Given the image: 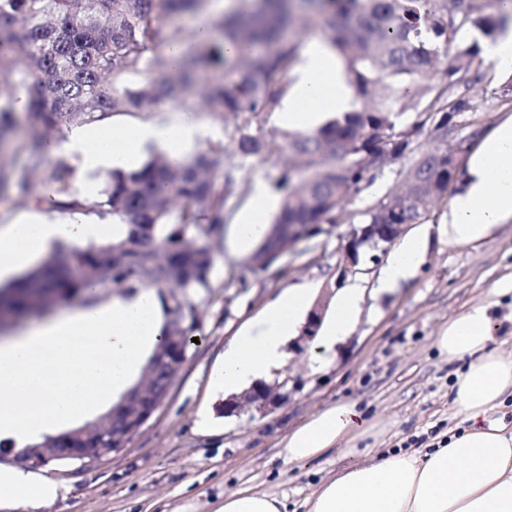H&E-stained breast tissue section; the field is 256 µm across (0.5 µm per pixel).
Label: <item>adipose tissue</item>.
I'll use <instances>...</instances> for the list:
<instances>
[{
	"instance_id": "obj_1",
	"label": "adipose tissue",
	"mask_w": 512,
	"mask_h": 512,
	"mask_svg": "<svg viewBox=\"0 0 512 512\" xmlns=\"http://www.w3.org/2000/svg\"><path fill=\"white\" fill-rule=\"evenodd\" d=\"M352 88L340 58L322 39L305 45L278 124L317 128L329 113L346 111ZM206 134L191 118L170 124L127 122L71 128L64 143L47 142L48 157L65 153L86 189L97 175L135 164L150 150L180 152ZM252 206L237 225L244 247L267 232L271 204L257 183ZM58 197L46 192L16 223L0 231V280L51 246L109 242V224L73 212L56 215ZM512 222V116L483 136L463 170V185L443 214L453 245L490 237ZM427 246L426 233L405 237L379 276L380 288L408 278ZM311 290L300 286L277 295L224 349L211 376L213 389L232 394L280 369L286 344L306 315ZM363 289L340 290L311 348L314 364L326 365L360 311ZM165 328L154 290L139 288L101 304L63 311L28 323L0 339V440L19 448L108 412L130 388L156 349ZM498 326L488 306L475 305L452 318L438 336L448 359L469 357L452 384V404L464 427L446 444L417 452L391 450L371 463H351L320 484L306 512H512V429L488 418L512 390V356L490 350ZM368 422L355 404L339 402L314 414L288 438L289 461L303 462L362 436Z\"/></svg>"
}]
</instances>
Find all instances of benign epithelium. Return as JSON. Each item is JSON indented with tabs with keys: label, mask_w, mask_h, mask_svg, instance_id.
<instances>
[{
	"label": "benign epithelium",
	"mask_w": 512,
	"mask_h": 512,
	"mask_svg": "<svg viewBox=\"0 0 512 512\" xmlns=\"http://www.w3.org/2000/svg\"><path fill=\"white\" fill-rule=\"evenodd\" d=\"M403 224H351L349 230L338 236L339 248L346 265L353 268L358 264V251L367 246L384 251L404 232ZM322 310L313 308L301 330V336L313 339L322 322ZM182 368L180 356L175 346L166 348V353L157 358L150 366L154 373L168 374L169 371ZM288 380L274 384L258 383L242 395L233 398L225 405L226 413L241 414L264 413L279 405L285 399L281 390ZM165 393L149 394L140 385L132 388L123 400L112 407V411L96 420L50 440L48 443L27 448L14 457L13 462L29 469H39L53 462L79 463L87 466L101 456L118 452L136 436L161 406Z\"/></svg>",
	"instance_id": "benign-epithelium-1"
}]
</instances>
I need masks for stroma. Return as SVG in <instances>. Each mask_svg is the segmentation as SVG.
I'll use <instances>...</instances> for the list:
<instances>
[{
	"instance_id": "1",
	"label": "stroma",
	"mask_w": 512,
	"mask_h": 512,
	"mask_svg": "<svg viewBox=\"0 0 512 512\" xmlns=\"http://www.w3.org/2000/svg\"><path fill=\"white\" fill-rule=\"evenodd\" d=\"M482 68L486 76L471 97L476 129L484 133L512 114V101L499 97L512 76L488 59ZM445 208L440 202L431 209L429 243L415 276L387 290L378 287L387 254L348 270L336 235L324 234L288 247L267 271L255 272L246 261L258 244L239 249L233 225H226L216 239L213 291L194 299L201 312L198 342L162 407L121 451L86 468H41L60 489L28 512H218L225 493L239 489L284 497L290 512H305L318 485L346 465L439 442L461 422L451 385L467 364L448 360L437 347L449 319L472 305H490L498 324L492 344L512 352V223L483 241L452 245L439 229ZM303 284L326 310L339 290L365 288L352 330L319 371L311 342L289 340L285 363L273 375L288 382L283 403L251 418L225 415L223 393L209 389L225 346L280 292ZM339 402L356 403L369 421L365 435L352 440V454L334 448L288 462L291 432Z\"/></svg>"
}]
</instances>
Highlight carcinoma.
<instances>
[{"label":"carcinoma","mask_w":512,"mask_h":512,"mask_svg":"<svg viewBox=\"0 0 512 512\" xmlns=\"http://www.w3.org/2000/svg\"><path fill=\"white\" fill-rule=\"evenodd\" d=\"M242 2L247 8L219 17L212 38L186 47L174 67L163 49L184 39L171 17L202 11L208 0H0V77L30 101L25 138L0 167V194L26 196L43 173L60 208L112 220L109 243L61 245L0 286V300L18 316L77 297L93 302L90 287L152 288L187 358L200 323L193 297L212 292L214 232L243 200L253 160L280 170L273 223L288 243L324 233L321 224L353 223L343 203L403 158L411 159L409 204L390 191L362 212V223L422 224L447 196L459 163L440 144L454 132L453 116L477 110L470 90L482 78L477 43L464 46L459 35L493 38L501 0ZM303 25L336 50L362 104L315 130L281 131L269 118L300 59ZM132 75L142 84L126 85ZM200 84L207 108L224 116V138L190 155L114 169L95 198L72 190V160L43 153L73 125L187 105ZM410 111L414 121H401Z\"/></svg>","instance_id":"carcinoma-1"}]
</instances>
